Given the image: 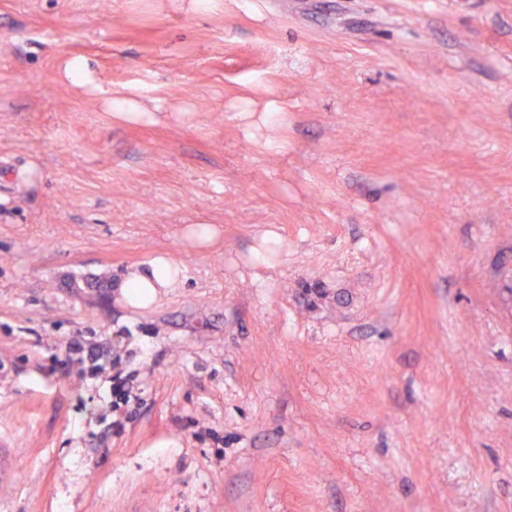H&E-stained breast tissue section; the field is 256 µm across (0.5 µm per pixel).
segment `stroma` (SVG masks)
Masks as SVG:
<instances>
[{
    "mask_svg": "<svg viewBox=\"0 0 512 512\" xmlns=\"http://www.w3.org/2000/svg\"><path fill=\"white\" fill-rule=\"evenodd\" d=\"M223 2L0 0V512H512V0ZM180 272L181 266L171 257H154L148 267L137 268L125 275L121 295L131 306H146L161 289L170 288L174 274ZM65 363L69 370L77 367L81 373L86 369L94 372L105 370L103 364L99 363L103 355L102 346L97 343H87L82 340H72L66 346ZM112 368V376L110 377L112 386V403L109 409L112 410L113 420L112 426H121L122 418L126 419L128 412L122 409V406H127L131 398L135 400L136 396H132L134 389V376L131 372H126L122 367L121 362L118 360L110 362ZM115 417V419H114Z\"/></svg>",
    "mask_w": 512,
    "mask_h": 512,
    "instance_id": "1",
    "label": "stroma"
}]
</instances>
